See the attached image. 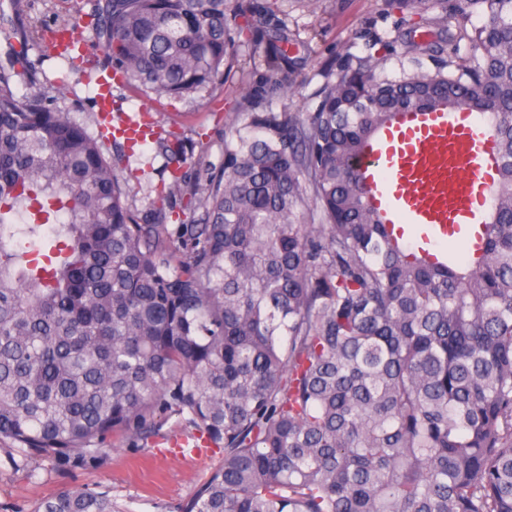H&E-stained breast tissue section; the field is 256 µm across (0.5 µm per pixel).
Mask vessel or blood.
I'll return each mask as SVG.
<instances>
[{"mask_svg":"<svg viewBox=\"0 0 512 512\" xmlns=\"http://www.w3.org/2000/svg\"><path fill=\"white\" fill-rule=\"evenodd\" d=\"M486 138L480 121L439 108L410 112L368 143L357 168L375 207L396 220L395 234L410 224L437 246L477 218L475 185L492 159Z\"/></svg>","mask_w":512,"mask_h":512,"instance_id":"1","label":"vessel or blood"}]
</instances>
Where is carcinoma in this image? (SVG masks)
<instances>
[{"instance_id":"obj_1","label":"carcinoma","mask_w":512,"mask_h":512,"mask_svg":"<svg viewBox=\"0 0 512 512\" xmlns=\"http://www.w3.org/2000/svg\"><path fill=\"white\" fill-rule=\"evenodd\" d=\"M480 17L391 77L350 56L309 112L226 124L224 165L138 216L96 138L20 97L52 29L0 11V443L96 465L169 421L223 461L182 512H512V0H386ZM240 0H90L114 75L174 101L234 54ZM433 69H428L426 62ZM475 110L497 180L461 265L399 243L353 159L403 112ZM182 164L191 144L162 142ZM27 217L17 231L14 217ZM35 512H115L74 488Z\"/></svg>"}]
</instances>
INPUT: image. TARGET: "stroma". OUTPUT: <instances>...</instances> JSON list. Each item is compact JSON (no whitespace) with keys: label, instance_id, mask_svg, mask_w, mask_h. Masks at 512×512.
<instances>
[{"label":"stroma","instance_id":"stroma-1","mask_svg":"<svg viewBox=\"0 0 512 512\" xmlns=\"http://www.w3.org/2000/svg\"><path fill=\"white\" fill-rule=\"evenodd\" d=\"M28 17L51 27L63 26L84 41V60L68 63L54 52L34 48L29 58L38 72L37 81H16L21 95H39L52 107L68 111L90 134H97L101 116L97 105L96 72L104 64L103 49L88 25L85 0H16ZM255 12L230 20L235 39V59L209 95L193 101L156 99L130 84L112 86L113 127L129 121H145L152 128L138 144L106 143L114 172L125 184L132 210L145 211L156 187L171 183V165L158 141L175 133L192 149L181 167L186 184H205L210 173L224 162V126L238 105L252 96L272 102L276 111L306 112L318 103V91L327 77L336 75L349 55L385 62L387 72L400 74L398 62L414 54L417 45L445 39L459 55L468 56V39L481 18H449L436 24V10L403 14L389 9L385 0H254ZM288 29L287 42L273 37L277 26ZM277 65L293 88L285 99L271 91L269 65ZM221 454L172 455L165 444L139 448H115L100 466L74 463L48 466L38 472L12 465L6 449H0V512H34L37 504L68 488L108 492L118 512H178L208 480Z\"/></svg>","mask_w":512,"mask_h":512}]
</instances>
